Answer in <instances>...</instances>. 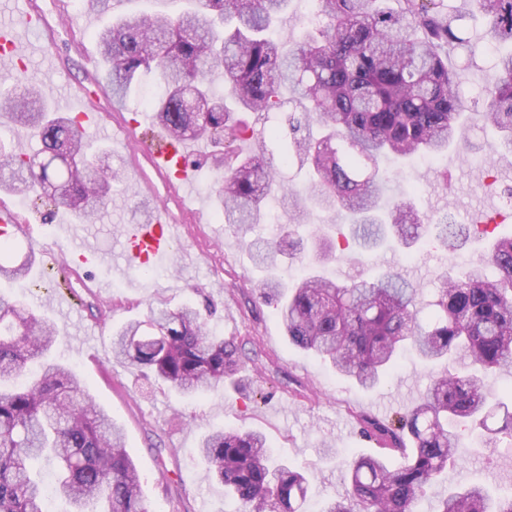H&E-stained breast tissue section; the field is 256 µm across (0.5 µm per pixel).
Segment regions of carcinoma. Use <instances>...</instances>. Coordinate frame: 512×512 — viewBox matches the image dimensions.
<instances>
[{"instance_id":"obj_1","label":"carcinoma","mask_w":512,"mask_h":512,"mask_svg":"<svg viewBox=\"0 0 512 512\" xmlns=\"http://www.w3.org/2000/svg\"><path fill=\"white\" fill-rule=\"evenodd\" d=\"M290 0H188L178 12L117 15L97 32L112 97L125 100L143 73L159 92L149 98L169 143L224 139V158L212 188L224 223L250 229L266 198L279 187L288 222L275 238L248 243L255 265L275 269L304 257L298 228L307 204L340 209L351 217L350 238L365 254L389 242H419L444 250L470 235L488 239L487 256L462 267L449 263L438 276L434 311L420 318V288L394 267L351 279L308 273L293 283L270 275L257 285L275 305L289 342L366 389L378 387L410 350L427 362L448 360L454 372L431 371L418 402L395 422L364 420L376 441L374 455L339 459L346 496L322 512H420L425 487L462 462V432L479 433L486 448L512 446V412L501 425L489 420L504 407L485 383L512 374V235L485 224H426L411 201L387 200L388 156L438 158L466 145V107L446 49L471 48L465 21H484V38L498 52L483 92V119L512 151V0H317L316 22L287 46L268 36ZM231 85L235 107L213 90L214 77ZM0 112L35 131L40 155L0 144V188L71 209L90 223L118 175L104 170L106 152L93 148L72 117L60 115L25 67L0 80ZM252 112L271 121L261 137L278 150L242 155L236 142L249 127L236 117ZM309 178L293 188V162ZM16 242L0 237V278L27 277L28 254L12 260ZM497 270L489 277L485 265ZM50 321L20 303L0 298V512H47L40 481L29 462L53 465L56 491L69 512H153L122 430L81 389L76 373L44 362L34 380L14 385L26 365L43 359L56 342ZM112 355L186 398L235 384L243 342L210 334L190 305L157 307L112 333ZM199 454L236 512H304L305 475L268 454L256 430H210ZM436 512H512V494L461 484L439 500Z\"/></svg>"}]
</instances>
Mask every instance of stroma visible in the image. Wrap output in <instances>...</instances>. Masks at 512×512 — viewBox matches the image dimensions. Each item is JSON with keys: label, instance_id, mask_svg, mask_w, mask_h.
Listing matches in <instances>:
<instances>
[{"label": "stroma", "instance_id": "stroma-1", "mask_svg": "<svg viewBox=\"0 0 512 512\" xmlns=\"http://www.w3.org/2000/svg\"><path fill=\"white\" fill-rule=\"evenodd\" d=\"M32 3L42 17L40 37L52 51L21 63L50 99L78 95L97 102V121L88 134L109 147L108 164L122 175L121 183L112 187L111 201L72 241L76 247L93 241L109 260H93L76 275L65 272L68 256L58 248L64 225L74 221L72 213L60 205L0 192V203L36 230L35 241L22 238L18 245L35 257L29 274L38 284L29 297L33 309L57 328L52 357L71 367L85 391L123 428L152 512H232L223 485L207 477L198 453L201 436L212 428H251L266 434L279 461L308 472L307 509L319 512L324 499L345 491L338 462L323 456V445L375 453L376 442L361 433V418L388 421L406 412L426 389L429 367L406 354L379 388L367 391L289 343L275 307L257 298L255 286L263 273L248 250L250 235L224 224L210 192L223 148L204 142L188 146L192 189L187 195L179 193L176 179L154 159L166 140L143 104L156 90L153 76H144L141 91L120 103L104 80L96 34L111 23V15L88 11L85 0ZM469 27L475 50L450 51L448 61L457 69L459 91L476 119L469 138L496 146L499 134L479 121L487 100L477 94L493 58L485 51L481 21H470ZM21 63L13 59L9 65ZM510 187L511 155L497 162L491 179L482 155L452 148L436 163L410 161L392 182L391 193L397 200L413 195L418 209L433 222L447 215L456 223L471 224L485 214L500 217V231L512 233V207L503 198ZM145 202L164 207L169 223L181 227L171 252L152 263L148 276L142 268L126 265L121 245L124 226L141 218L136 204ZM446 262L445 251L438 248L420 249L408 260L391 252L375 260L379 267H399L420 284L426 302ZM100 282L106 285L101 292L96 289ZM163 302L172 308L194 305L215 335L258 343L259 359L248 362L240 374L242 393L221 389L187 399L167 386L145 383L140 372L113 358V328ZM462 479L499 490L512 486V448H465L461 465L429 488L430 499Z\"/></svg>", "mask_w": 512, "mask_h": 512}]
</instances>
